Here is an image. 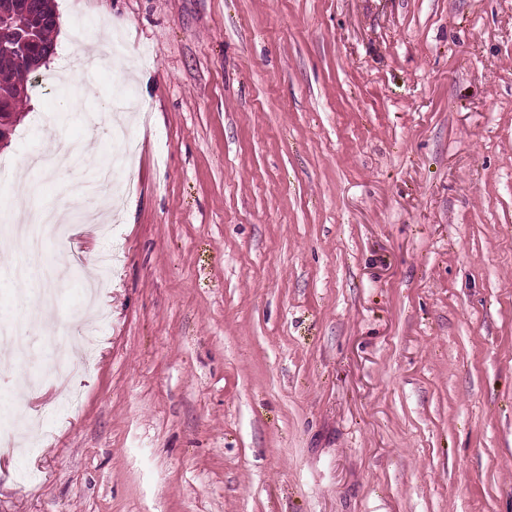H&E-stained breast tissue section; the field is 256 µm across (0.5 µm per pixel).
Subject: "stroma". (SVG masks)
<instances>
[{"label": "stroma", "instance_id": "stroma-1", "mask_svg": "<svg viewBox=\"0 0 512 512\" xmlns=\"http://www.w3.org/2000/svg\"><path fill=\"white\" fill-rule=\"evenodd\" d=\"M56 38L123 65L31 87L0 147L73 143L36 207L82 210L113 82L136 149L89 253H114L88 352L0 452V512H512V0H55ZM81 95L79 111L66 99Z\"/></svg>", "mask_w": 512, "mask_h": 512}]
</instances>
